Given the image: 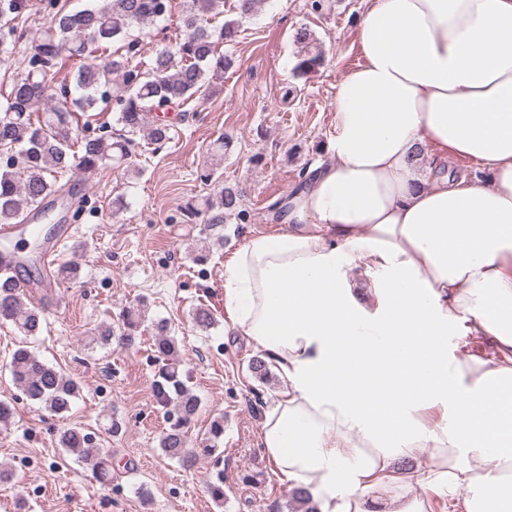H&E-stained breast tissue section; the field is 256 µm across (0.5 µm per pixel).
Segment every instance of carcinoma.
<instances>
[{
    "label": "carcinoma",
    "instance_id": "carcinoma-1",
    "mask_svg": "<svg viewBox=\"0 0 512 512\" xmlns=\"http://www.w3.org/2000/svg\"><path fill=\"white\" fill-rule=\"evenodd\" d=\"M262 3L235 0L236 18L218 24L216 19L224 16V0H182L181 37L158 48L147 62L141 59V37L135 30L170 16L173 0H95L92 7L75 13L55 12L27 58L24 74L13 81L0 105V151L6 155L0 163V224L21 223L26 210L61 190L59 179L75 167L95 174L108 165L123 166L128 173L140 174L129 162L133 136L141 133L154 145L169 140V125H150L148 115L209 96L212 83L233 64L232 56L219 46L234 44L240 22L256 16ZM25 8L26 0H0V54L10 52L22 39L15 20ZM294 42L299 48L297 73L304 75L322 65L324 57L308 27L296 30ZM99 52L108 54L102 64L95 62ZM65 60L77 64L73 84L82 91L72 101L69 87L56 89L47 80L48 73ZM109 101L128 136H79L68 103L82 112H96L99 104ZM185 210L213 227L231 219L245 224L249 219L241 191L234 186L223 185L200 203H187ZM213 321L206 305L192 312L193 325L201 330ZM43 322L42 310L27 300L15 279L0 275V323L34 337L41 333ZM152 340L161 361L155 393L168 408L169 426L161 434L160 448L168 458L181 461L191 452L187 428L199 401L183 380L179 347L168 321L153 324ZM8 369L29 400L56 415L69 412L80 392L75 380L25 345L11 352ZM223 434V421H213L203 452L215 451ZM60 442L78 459L95 466L100 477L112 474V454L82 430H64Z\"/></svg>",
    "mask_w": 512,
    "mask_h": 512
}]
</instances>
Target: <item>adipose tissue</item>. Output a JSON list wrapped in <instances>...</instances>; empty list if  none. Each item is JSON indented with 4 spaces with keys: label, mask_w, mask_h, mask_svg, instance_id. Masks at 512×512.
Returning a JSON list of instances; mask_svg holds the SVG:
<instances>
[{
    "label": "adipose tissue",
    "mask_w": 512,
    "mask_h": 512,
    "mask_svg": "<svg viewBox=\"0 0 512 512\" xmlns=\"http://www.w3.org/2000/svg\"><path fill=\"white\" fill-rule=\"evenodd\" d=\"M356 44L330 162L224 262L231 332L286 381L263 446L321 512H426L413 483L512 512V0H368ZM419 149L484 176L421 177Z\"/></svg>",
    "instance_id": "adipose-tissue-1"
}]
</instances>
